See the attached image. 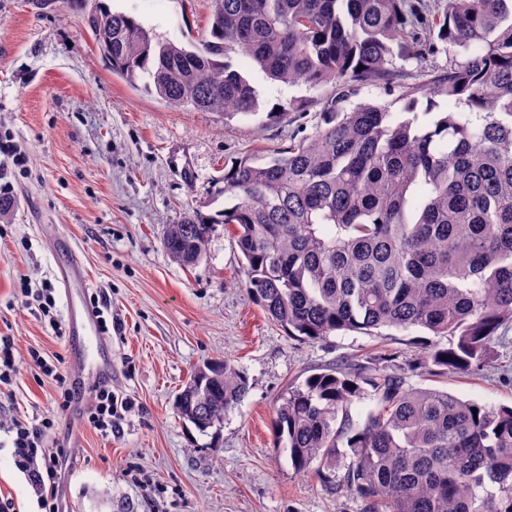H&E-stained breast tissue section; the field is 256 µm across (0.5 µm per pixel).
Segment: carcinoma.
<instances>
[{
  "mask_svg": "<svg viewBox=\"0 0 512 512\" xmlns=\"http://www.w3.org/2000/svg\"><path fill=\"white\" fill-rule=\"evenodd\" d=\"M87 23L112 74L148 77L174 108L256 114L233 53L274 82L336 86L313 133L224 166L218 195L234 204L171 225L173 260L195 265L215 226L231 225L248 293L288 335L421 328L435 340L420 368L488 363L512 324V0H211L188 47L107 8ZM439 42L447 65L408 88L403 111L344 107ZM248 390L230 361L207 362L176 415L204 434ZM367 396L374 407L354 419ZM274 413L292 467L343 471L372 512H512V407L411 386L403 368L363 377L343 364L289 384Z\"/></svg>",
  "mask_w": 512,
  "mask_h": 512,
  "instance_id": "cac0c4a2",
  "label": "carcinoma"
}]
</instances>
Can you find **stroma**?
I'll return each instance as SVG.
<instances>
[{"label":"stroma","mask_w":512,"mask_h":512,"mask_svg":"<svg viewBox=\"0 0 512 512\" xmlns=\"http://www.w3.org/2000/svg\"><path fill=\"white\" fill-rule=\"evenodd\" d=\"M102 6L133 16L159 40L183 43L201 37L211 10L210 0H0V190L13 201L0 216V334L12 337L18 366L11 398L0 401V426L22 415L47 417L49 449L80 433L81 447L70 449L62 467L60 512H369L340 478L293 469L276 446L273 408L289 383L336 364L379 369L387 351L406 367L428 333L290 337L243 285L233 230L216 226L205 256L191 267L162 247L168 226L189 211L223 209L214 182L225 163L311 134L333 84L274 83L239 56L237 70L259 93L257 115L227 122L170 107L112 74L84 22ZM427 79L419 62L405 61L392 84L360 86L357 97L399 112L405 86ZM294 97L314 104L283 111ZM57 235L80 254L94 292L108 304L107 380L116 397L133 404L107 438L59 409L56 382L38 378L29 358L37 350L71 370V338L50 325L65 316L59 255L49 244ZM24 280L35 289L54 287L51 314L22 304ZM504 334L481 370H420L409 374V384L511 406L504 375L512 369V327ZM212 358L243 371L249 391L219 429L204 435L178 419L173 403L194 369ZM132 468L142 470L151 491L133 484ZM0 499L14 502L16 512H38L8 447H0Z\"/></svg>","instance_id":"35a3bbf8"}]
</instances>
